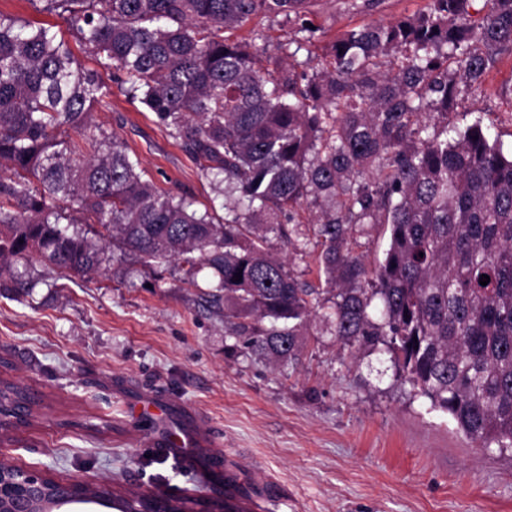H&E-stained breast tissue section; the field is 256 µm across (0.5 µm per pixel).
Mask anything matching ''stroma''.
<instances>
[{
  "mask_svg": "<svg viewBox=\"0 0 512 512\" xmlns=\"http://www.w3.org/2000/svg\"><path fill=\"white\" fill-rule=\"evenodd\" d=\"M425 0H382L347 13L319 0L320 45L350 27L414 13ZM0 12L54 26L78 62L112 72L58 16L30 0H0ZM478 122L512 149V55L499 57L479 97L449 113ZM103 129L135 154L146 179L187 196L198 211H224L200 164L153 113L113 90L96 111ZM30 294H0V357L39 400L30 424L0 445V461L79 482L178 497L223 495L209 478L220 457L259 512H512V454L483 448L445 413L413 394L385 347L360 350L314 323L294 362L246 355L224 319L200 301L216 280L198 269L183 281L176 262L108 255L101 274L57 272L21 260ZM194 431L200 447L164 454L163 436Z\"/></svg>",
  "mask_w": 512,
  "mask_h": 512,
  "instance_id": "35a3bbf8",
  "label": "stroma"
}]
</instances>
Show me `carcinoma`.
Segmentation results:
<instances>
[{"label": "carcinoma", "mask_w": 512, "mask_h": 512, "mask_svg": "<svg viewBox=\"0 0 512 512\" xmlns=\"http://www.w3.org/2000/svg\"><path fill=\"white\" fill-rule=\"evenodd\" d=\"M30 2L200 162L224 221L159 191L95 123L112 86L67 41L0 14V276L32 256L98 272L109 247L202 264L217 277L204 302L247 355L296 359L320 316L346 346H386L471 441L512 450V154L480 124L448 120L512 54V0H427L346 31L318 64L312 0ZM257 17L293 35L229 36ZM78 224L98 225L102 244ZM377 226L387 244L370 270L359 249ZM311 236L316 286L271 244L300 255ZM27 398L0 380L1 416ZM172 502L228 512L224 498ZM104 504L130 512L128 496L106 491Z\"/></svg>", "instance_id": "carcinoma-1"}]
</instances>
